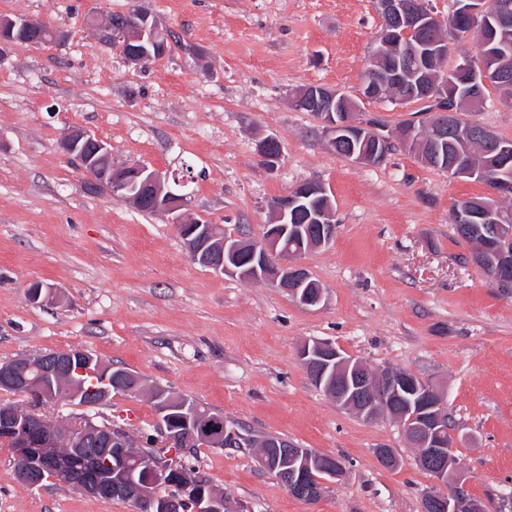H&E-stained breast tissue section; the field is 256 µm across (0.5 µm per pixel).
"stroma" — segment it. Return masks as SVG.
Segmentation results:
<instances>
[{"instance_id":"1","label":"stroma","mask_w":512,"mask_h":512,"mask_svg":"<svg viewBox=\"0 0 512 512\" xmlns=\"http://www.w3.org/2000/svg\"><path fill=\"white\" fill-rule=\"evenodd\" d=\"M132 3L0 0V16L69 34L59 45H14L0 60V362L83 348L229 425L346 466L311 504L252 449L200 447L201 472L246 512H422L435 481L402 428L340 407L298 361L300 344L329 340L443 389L469 492L497 512L512 496V296L469 263L472 247L450 217L455 201L488 189L402 148L378 166L337 156L316 117L293 103L312 84L357 96L383 24L373 0H142L183 41L144 67L86 26ZM73 126L109 143L116 164L175 176L190 164L194 213L232 233L261 235L271 200L304 180L324 184L339 232L302 259L325 291L321 304L304 308L269 282L193 263L174 225L89 188L58 147ZM266 135L283 144L273 171L254 152ZM36 282L57 299L31 304ZM96 419L140 444L156 412L147 394L118 392ZM379 448L400 466H382ZM0 512L136 506L63 483L29 486L0 447Z\"/></svg>"}]
</instances>
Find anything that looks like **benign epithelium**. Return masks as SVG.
I'll use <instances>...</instances> for the list:
<instances>
[{"mask_svg":"<svg viewBox=\"0 0 512 512\" xmlns=\"http://www.w3.org/2000/svg\"><path fill=\"white\" fill-rule=\"evenodd\" d=\"M470 6L464 13L478 17L494 8L503 24H508L509 5L488 0H467ZM384 18L396 21V29L384 30L382 47L399 53L416 54L425 48L418 34L434 27L440 21L429 8L419 11L409 8L407 0H377ZM98 43L128 47L126 60L135 66H145L164 56L172 40L168 30L159 27L151 13L139 4L127 12L125 21L112 25V21L95 16L90 21ZM40 23L23 17H0V54H5L15 43L16 34L40 31ZM433 55L444 62L445 81L428 84L426 78L414 71L410 81L403 84L399 95L393 97L397 105H408L423 94L421 102L447 99L448 87L454 85L453 77L471 72L469 83L473 91L486 87L503 76L487 70L470 69L466 59L448 60L451 56L447 39L433 45ZM336 94L325 87L306 86L295 97L294 103L303 106L319 102L323 111L317 119L331 149L349 139L354 133L375 139L376 151L369 155H351L354 163L370 166L380 158L379 148H387L391 139L373 133L360 124L352 114L342 120L332 112ZM434 119L421 132L411 125L404 135L405 147L420 153L419 144L427 139L435 142L446 137L455 126L456 113L451 108H435ZM59 148L75 161L90 185L102 194L128 202L139 208L146 204L157 216H170L182 239L190 259L217 273L247 281H268L283 289L300 306L316 307L321 304L324 289L301 264L306 251L326 248L336 241L339 225L335 212L330 209L320 215L319 234L310 239L307 248L293 251L288 240L302 237L298 224L288 223V211L312 195L327 196V189L318 182L303 181L285 195L270 202L271 220L264 225L258 240L233 235L220 224L205 218L190 216L193 208L192 194L177 192L170 176L146 165H116L112 163V149L105 141L81 127L66 130L59 140ZM255 154L263 164L274 167L281 159L280 141L267 136L255 143ZM496 236L512 238V214L503 210L494 213ZM472 263L486 275L489 283L501 294L512 296V249L488 250L471 257ZM310 381L339 405L354 411L365 421H373L381 414L389 415L399 423L410 444L422 449L417 462L429 467L439 482L438 489L426 493L430 512H458V502H470V512H484L483 505L468 494L465 475L457 468L452 449L458 447L459 436L446 426L444 420L445 397L433 385L415 374L400 369L382 368L373 374L362 373L363 362L352 358L325 340H308L297 351ZM112 367L93 358L85 360L73 351L24 355L0 365V378L11 383L16 395H29L37 403L79 405L85 414L79 424L60 435L47 418L29 409L24 415L8 406L0 408V441L13 448L21 478L32 486L44 479V471L51 478L75 485L84 494L99 498L103 495L131 500L138 512H176L178 504L186 503L192 512H243L227 501L222 493L209 487L207 476L197 470L180 469L173 459H155L131 443L128 434L107 423H96L89 412L95 411L112 397ZM95 377L92 386L85 387L83 376ZM157 402L156 430L164 447L185 456L190 447L202 443L212 448L226 444L259 448L258 465L281 481L288 491L317 502L328 482L345 476V466L338 462L325 469V477L310 482L317 466L316 456L304 448H291L272 455L264 450V440L242 433L223 423L222 418L211 414L189 400L169 394L161 389L149 390ZM179 407L194 423L186 433L174 430L169 412ZM67 444V455L56 457L47 465V451ZM104 445L105 467L99 466L90 446ZM168 485L175 490L170 497L158 493L157 486Z\"/></svg>","mask_w":512,"mask_h":512,"instance_id":"7a95c632","label":"benign epithelium"}]
</instances>
